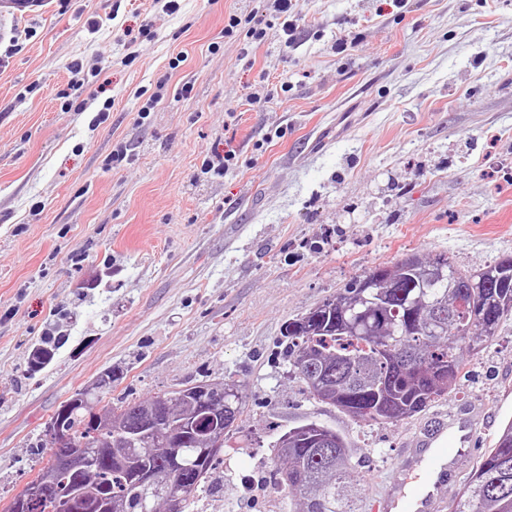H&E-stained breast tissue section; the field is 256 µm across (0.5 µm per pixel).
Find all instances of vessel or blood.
Here are the masks:
<instances>
[{"label":"vessel or blood","instance_id":"vessel-or-blood-1","mask_svg":"<svg viewBox=\"0 0 512 512\" xmlns=\"http://www.w3.org/2000/svg\"><path fill=\"white\" fill-rule=\"evenodd\" d=\"M475 434L467 414L438 418L410 441L407 462L396 466L390 478L393 493L377 499L372 512H441L436 491L456 460L471 451Z\"/></svg>","mask_w":512,"mask_h":512}]
</instances>
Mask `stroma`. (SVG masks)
Listing matches in <instances>:
<instances>
[{
  "label": "stroma",
  "mask_w": 512,
  "mask_h": 512,
  "mask_svg": "<svg viewBox=\"0 0 512 512\" xmlns=\"http://www.w3.org/2000/svg\"><path fill=\"white\" fill-rule=\"evenodd\" d=\"M254 7L52 0L6 21L0 504L45 465L59 405L109 369L103 408L242 390L191 512H297L275 445L309 422L346 438L371 503L433 417L376 424L312 399L281 328L416 251L464 269L512 255V0H300L287 47L270 15L248 38ZM228 150L225 174L205 170ZM474 399L476 450L439 487L448 501L512 415V318L464 356L448 400Z\"/></svg>",
  "instance_id": "obj_1"
}]
</instances>
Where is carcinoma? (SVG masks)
<instances>
[{
    "instance_id": "cac0c4a2",
    "label": "carcinoma",
    "mask_w": 512,
    "mask_h": 512,
    "mask_svg": "<svg viewBox=\"0 0 512 512\" xmlns=\"http://www.w3.org/2000/svg\"><path fill=\"white\" fill-rule=\"evenodd\" d=\"M512 316V255L495 265L465 270L443 254L411 253L390 266L379 265L335 297L288 320V362L318 401L357 421L399 422L425 410L456 388L462 352H479ZM224 417L222 446L242 414V395L232 385L215 388ZM79 391L67 399L71 411L56 410L55 423L71 433L74 444L93 464L74 471L60 467L61 449H50L38 477L54 485L50 498L25 512H49L52 503L90 488L105 512H142L144 498L154 509L167 507L166 496L187 504L206 484L219 459L202 458L208 442L198 427L197 400L185 395L168 410V423L181 431L179 441L164 431L140 425L155 411V400L124 402L107 409L115 434L101 441L91 435L88 402ZM279 480L304 504L302 512H361L359 483L348 466L343 435L316 422L289 429L278 440ZM181 457V482L170 475L172 455ZM150 474V485L136 484ZM512 504V419L504 421L492 448L449 506V512H506Z\"/></svg>"
}]
</instances>
